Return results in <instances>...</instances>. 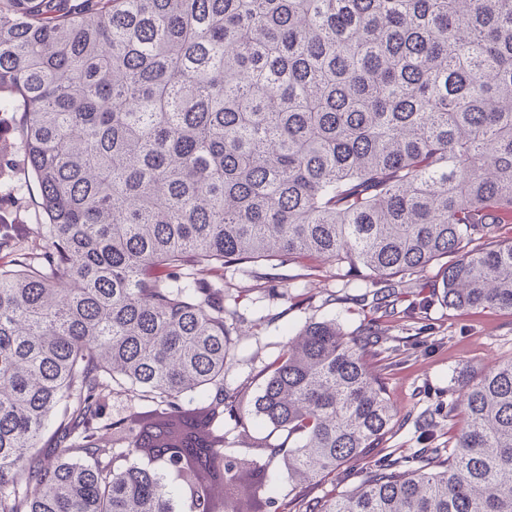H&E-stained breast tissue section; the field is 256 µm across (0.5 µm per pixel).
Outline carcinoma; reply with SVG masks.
<instances>
[{
    "instance_id": "obj_1",
    "label": "carcinoma",
    "mask_w": 512,
    "mask_h": 512,
    "mask_svg": "<svg viewBox=\"0 0 512 512\" xmlns=\"http://www.w3.org/2000/svg\"><path fill=\"white\" fill-rule=\"evenodd\" d=\"M16 102L45 245L0 235V512H281L280 449L225 454L224 418L296 437L294 485L389 431L376 320L312 321L225 391L203 267L343 262L386 314L451 255L445 305L512 311V0H0ZM121 393L144 407L105 417ZM457 408L447 457H380L304 512H512V358Z\"/></svg>"
}]
</instances>
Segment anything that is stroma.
I'll use <instances>...</instances> for the list:
<instances>
[{
	"instance_id": "stroma-1",
	"label": "stroma",
	"mask_w": 512,
	"mask_h": 512,
	"mask_svg": "<svg viewBox=\"0 0 512 512\" xmlns=\"http://www.w3.org/2000/svg\"><path fill=\"white\" fill-rule=\"evenodd\" d=\"M18 115L0 112V222L26 247L38 250L39 188L23 162L16 133ZM270 278L266 267L242 264L224 270L227 322L240 340L224 372V388L254 396L261 370L279 357L306 322L334 317L344 331L378 318L357 280L343 266L313 256L292 258ZM440 278L431 267L401 290L395 315L380 318L385 335L369 355L397 409L390 432L363 459L348 463L320 482L300 489L287 478L282 457L270 470L276 474L271 493L283 512H299L302 501L345 494L363 480L370 461L389 455L407 457L422 448H447L459 433L463 416L448 405L461 394L463 382L494 362L512 357V312L497 308L456 310L431 298Z\"/></svg>"
}]
</instances>
